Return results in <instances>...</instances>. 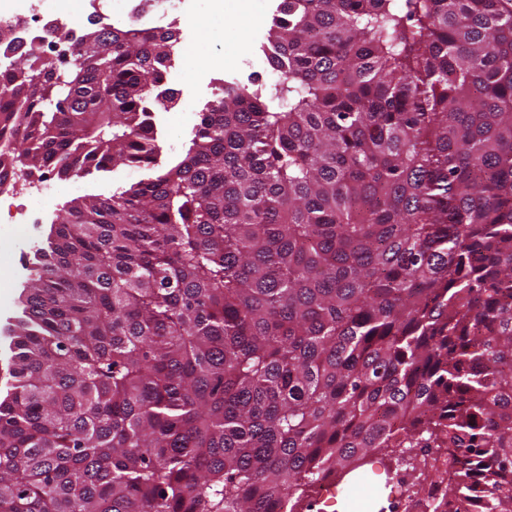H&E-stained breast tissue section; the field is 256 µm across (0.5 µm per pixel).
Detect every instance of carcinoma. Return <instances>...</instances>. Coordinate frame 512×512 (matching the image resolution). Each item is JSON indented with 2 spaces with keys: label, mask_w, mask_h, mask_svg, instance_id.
Wrapping results in <instances>:
<instances>
[{
  "label": "carcinoma",
  "mask_w": 512,
  "mask_h": 512,
  "mask_svg": "<svg viewBox=\"0 0 512 512\" xmlns=\"http://www.w3.org/2000/svg\"><path fill=\"white\" fill-rule=\"evenodd\" d=\"M0 26V187L139 167L34 254L0 392V512H294L448 452L512 512V0H281L277 79L224 82L160 166L175 36Z\"/></svg>",
  "instance_id": "cac0c4a2"
}]
</instances>
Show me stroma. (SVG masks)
<instances>
[{
  "instance_id": "35a3bbf8",
  "label": "stroma",
  "mask_w": 512,
  "mask_h": 512,
  "mask_svg": "<svg viewBox=\"0 0 512 512\" xmlns=\"http://www.w3.org/2000/svg\"><path fill=\"white\" fill-rule=\"evenodd\" d=\"M240 10L221 9L217 0H186L185 12L196 14L200 23L196 29H187L182 22L170 23L178 41H189L222 56L224 66L209 71L203 80L195 78V62L185 58L174 61L171 88L178 91L176 111L163 107L154 110L156 136L162 148L160 161L169 164L187 150L192 129L199 121L205 105L222 94L224 81L236 80L243 84L268 82L274 75L264 54L267 31L279 0H242ZM140 168H122L89 175L58 178L42 176L41 182L53 193L47 208H40L24 195L23 185L0 192V255L9 265L0 270V329L21 312L20 295L32 276V249L42 246L58 214L78 197L99 194L105 197L144 179ZM26 209L27 223H13L19 209ZM397 494L387 483L386 461L382 456L368 457L365 465L345 476L322 499H308V512H380L382 507L396 502Z\"/></svg>"
}]
</instances>
